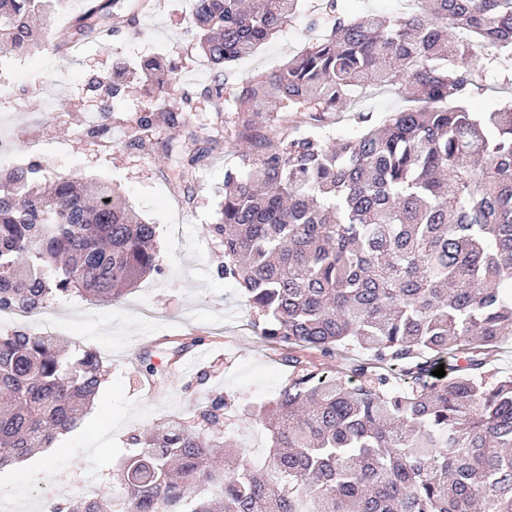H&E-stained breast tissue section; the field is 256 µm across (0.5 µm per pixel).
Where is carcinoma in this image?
I'll list each match as a JSON object with an SVG mask.
<instances>
[{
	"label": "carcinoma",
	"instance_id": "obj_1",
	"mask_svg": "<svg viewBox=\"0 0 512 512\" xmlns=\"http://www.w3.org/2000/svg\"><path fill=\"white\" fill-rule=\"evenodd\" d=\"M62 0H0V45L35 47V22ZM118 0H89L59 46L133 27ZM301 0H193L190 29L213 75L200 96L223 111L224 69L283 30ZM327 0L288 64L229 94L239 138L257 105L335 111L356 87L403 85L409 105L385 124L323 143L300 130L224 175L208 232L224 246V277L253 309L252 325L285 348L275 399L244 407L271 445L257 465L227 449L230 403L130 436L116 479L66 512H512V374L489 368L512 340V101L460 104L470 85L512 60V0H412L394 20L347 17ZM140 72L165 86V68ZM125 93L112 79L100 111ZM194 101L136 119L147 131L186 126ZM207 139L173 138L179 179ZM37 164L0 177V309L41 310L79 293L110 301L162 271L157 227L113 189L59 177L42 191ZM358 350L346 371L293 354ZM448 358V375L431 372ZM108 370L92 349L68 358L51 337L0 336V469L50 448L92 405Z\"/></svg>",
	"mask_w": 512,
	"mask_h": 512
}]
</instances>
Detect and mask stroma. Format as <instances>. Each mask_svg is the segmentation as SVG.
Masks as SVG:
<instances>
[{
	"label": "stroma",
	"instance_id": "obj_1",
	"mask_svg": "<svg viewBox=\"0 0 512 512\" xmlns=\"http://www.w3.org/2000/svg\"><path fill=\"white\" fill-rule=\"evenodd\" d=\"M120 2L137 24L112 39L57 53L44 47L40 32L31 53L0 55V139L11 141L24 163L40 164L47 177L110 183L156 225L164 257L161 273L119 298L94 302L75 294L45 310L51 335L96 349L109 373L81 425L58 441L50 466L34 457L25 469L0 471V505L8 512H44L51 500L82 497L89 487L113 483L130 454L131 433L149 432L164 418H189L211 395L241 406L273 398L284 382L277 348L252 327L253 313L238 285L220 273L224 248L207 231L217 218L216 191L244 143L235 136L232 113L217 111L200 96L210 66L188 29L190 0ZM323 7L324 0H302L282 33L226 69L227 88L273 73L299 53L315 37L310 24ZM148 56L173 66L170 90L159 92L130 68L126 94L113 102L109 135L88 136L103 95L94 79L111 75L118 61ZM186 94L196 98L192 129L218 144L190 170L183 187L162 150L175 131L156 128L141 145L133 136L141 113L177 108ZM50 96L60 112L45 111ZM404 105L401 89L369 85L326 113L316 131L332 143L357 133L359 114L378 125ZM194 342L201 350L195 359L184 351Z\"/></svg>",
	"mask_w": 512,
	"mask_h": 512
}]
</instances>
